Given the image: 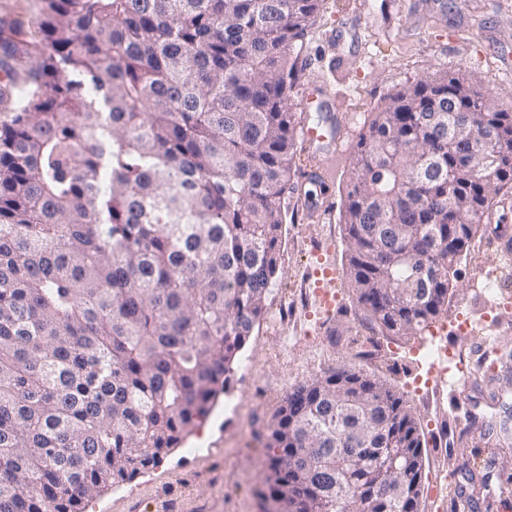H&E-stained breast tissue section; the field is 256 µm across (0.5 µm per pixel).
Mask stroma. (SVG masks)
Segmentation results:
<instances>
[{
  "label": "stroma",
  "mask_w": 512,
  "mask_h": 512,
  "mask_svg": "<svg viewBox=\"0 0 512 512\" xmlns=\"http://www.w3.org/2000/svg\"><path fill=\"white\" fill-rule=\"evenodd\" d=\"M290 90L302 102L309 87L318 101L301 118L337 127L335 143L298 153L297 171L318 168L323 184L299 181L284 200L287 222L281 276L242 350L225 392L180 447L154 467L94 498L86 512H263L269 427L287 394L316 374L346 368L384 380L403 395L424 432L419 512H454L449 484L478 462L486 483L466 485L471 512H512V447L490 450L486 427L512 436V378L486 370L487 354L512 352V309L491 311L478 284L499 272L512 292V255L497 241L470 247L448 305L421 335L381 336L362 326L344 274L347 248L340 216L360 133L385 96L435 71H464L512 103V0H323L313 28L295 51ZM327 250L344 297L330 310L311 308L305 340L284 348V305L310 285L314 245ZM468 315L473 332L456 334L454 317ZM439 336L471 371L465 385L425 384L429 370L418 348Z\"/></svg>",
  "instance_id": "obj_1"
}]
</instances>
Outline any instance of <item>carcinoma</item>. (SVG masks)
Wrapping results in <instances>:
<instances>
[{
    "mask_svg": "<svg viewBox=\"0 0 512 512\" xmlns=\"http://www.w3.org/2000/svg\"><path fill=\"white\" fill-rule=\"evenodd\" d=\"M322 0H38L0 23V512H83L178 447L226 389L279 272L291 54ZM512 191V109L466 73L384 98L342 221L363 323L419 336ZM415 449L387 478L373 449ZM361 449L343 479L334 448ZM424 436L350 369L288 392L266 499L418 512ZM411 498L391 499L387 483Z\"/></svg>",
    "mask_w": 512,
    "mask_h": 512,
    "instance_id": "obj_1",
    "label": "carcinoma"
}]
</instances>
